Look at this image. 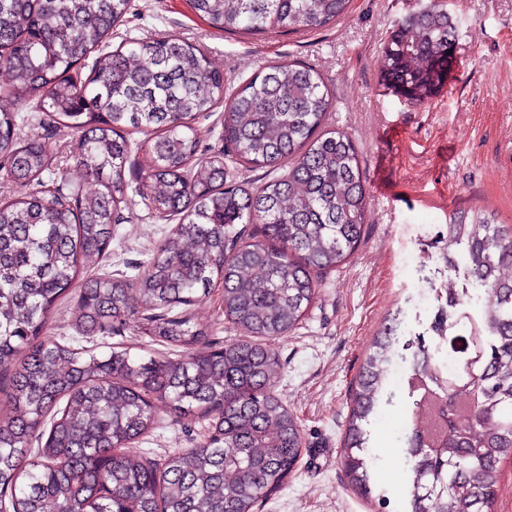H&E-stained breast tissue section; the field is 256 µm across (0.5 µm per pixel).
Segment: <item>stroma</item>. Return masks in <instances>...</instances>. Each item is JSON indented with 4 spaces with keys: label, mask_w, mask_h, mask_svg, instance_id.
<instances>
[{
    "label": "stroma",
    "mask_w": 512,
    "mask_h": 512,
    "mask_svg": "<svg viewBox=\"0 0 512 512\" xmlns=\"http://www.w3.org/2000/svg\"><path fill=\"white\" fill-rule=\"evenodd\" d=\"M416 0H351L347 14L321 29L263 36L228 34L198 17L191 0H131L111 40L175 36L200 44L225 77L241 83L281 60L317 69L334 98L326 127L347 133L362 153L369 218L354 257L324 276L299 327L277 339L282 376L277 395L297 416L303 454L284 484L254 512H404L408 476L396 431L408 402L397 391L371 426V473L389 503L367 502L350 488L339 449L349 394L377 333L397 327L406 342L423 331L433 304L420 298L421 279L442 268L441 235L453 211L485 208L512 226V0H447L457 30L454 58L435 97L410 106L384 90L379 53L395 22ZM29 116L21 135L44 142L56 157L54 184L82 185L75 139L48 117ZM106 253L87 258L83 275H118L147 261L174 219L149 214L136 193ZM190 317L225 344L240 333L224 319L220 290L189 308ZM159 424L137 445L151 457L192 447L204 420L159 412Z\"/></svg>",
    "instance_id": "35a3bbf8"
}]
</instances>
